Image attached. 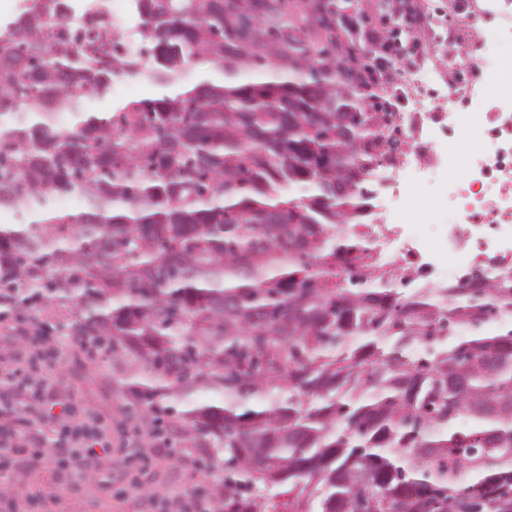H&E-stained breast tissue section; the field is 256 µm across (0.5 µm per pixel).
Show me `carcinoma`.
<instances>
[{"instance_id":"carcinoma-1","label":"carcinoma","mask_w":512,"mask_h":512,"mask_svg":"<svg viewBox=\"0 0 512 512\" xmlns=\"http://www.w3.org/2000/svg\"><path fill=\"white\" fill-rule=\"evenodd\" d=\"M138 4L140 57L65 0L0 30V207L87 201L0 225L6 310L65 309L128 364L146 433L224 473L216 512H512V329L468 330L512 317V279L405 295L346 235L383 115L335 0ZM142 64L211 76L84 112Z\"/></svg>"}]
</instances>
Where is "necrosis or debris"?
Listing matches in <instances>:
<instances>
[{
	"label": "necrosis or debris",
	"mask_w": 512,
	"mask_h": 512,
	"mask_svg": "<svg viewBox=\"0 0 512 512\" xmlns=\"http://www.w3.org/2000/svg\"><path fill=\"white\" fill-rule=\"evenodd\" d=\"M453 10L461 26L439 35L423 18L401 50L406 63L395 79L406 109L396 114L395 137L407 151L371 170L386 192L367 227L381 264L409 279L430 274L439 288L512 268V60L489 46L512 45V30L498 26L490 0H456ZM443 87L452 107L428 110ZM458 135L472 148L449 155ZM430 223L432 233L420 232Z\"/></svg>",
	"instance_id": "obj_1"
}]
</instances>
